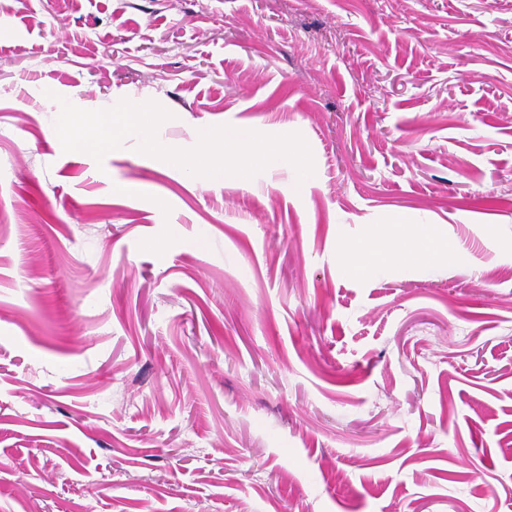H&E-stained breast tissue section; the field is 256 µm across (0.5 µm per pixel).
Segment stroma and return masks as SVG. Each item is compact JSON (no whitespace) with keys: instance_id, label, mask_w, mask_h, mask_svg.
<instances>
[{"instance_id":"obj_1","label":"stroma","mask_w":512,"mask_h":512,"mask_svg":"<svg viewBox=\"0 0 512 512\" xmlns=\"http://www.w3.org/2000/svg\"><path fill=\"white\" fill-rule=\"evenodd\" d=\"M55 94L313 173L66 153ZM399 221L454 258L346 269ZM0 512H512V0H0Z\"/></svg>"}]
</instances>
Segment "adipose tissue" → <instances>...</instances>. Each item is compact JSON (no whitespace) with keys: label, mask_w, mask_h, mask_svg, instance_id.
<instances>
[{"label":"adipose tissue","mask_w":512,"mask_h":512,"mask_svg":"<svg viewBox=\"0 0 512 512\" xmlns=\"http://www.w3.org/2000/svg\"><path fill=\"white\" fill-rule=\"evenodd\" d=\"M446 238L445 229L438 224H395L370 231L361 240L349 244L348 259L354 267L388 259L395 241L399 240L404 244V259L429 261L438 257V247Z\"/></svg>","instance_id":"ef3b65f1"}]
</instances>
